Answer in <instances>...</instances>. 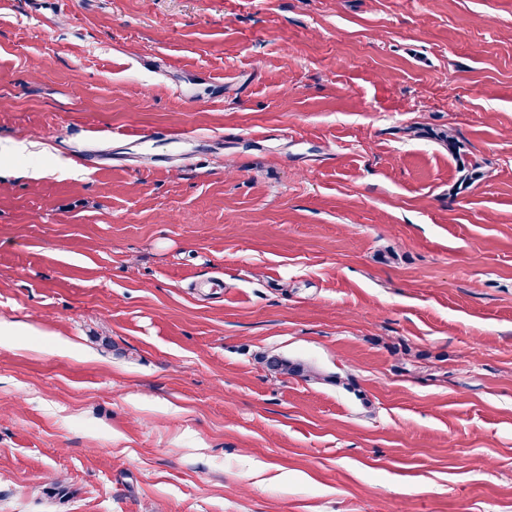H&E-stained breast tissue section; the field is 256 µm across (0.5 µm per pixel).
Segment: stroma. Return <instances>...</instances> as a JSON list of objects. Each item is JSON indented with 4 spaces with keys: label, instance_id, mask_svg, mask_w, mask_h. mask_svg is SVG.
<instances>
[{
    "label": "stroma",
    "instance_id": "35a3bbf8",
    "mask_svg": "<svg viewBox=\"0 0 512 512\" xmlns=\"http://www.w3.org/2000/svg\"><path fill=\"white\" fill-rule=\"evenodd\" d=\"M0 323V512H512V0H0ZM258 363L271 375L300 377L305 380L316 377L310 366L281 356H260Z\"/></svg>",
    "mask_w": 512,
    "mask_h": 512
}]
</instances>
